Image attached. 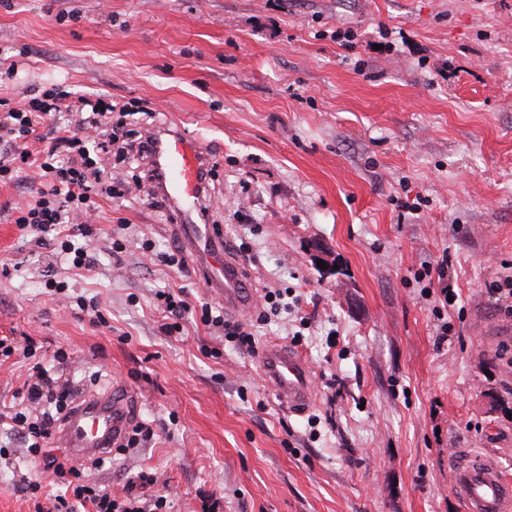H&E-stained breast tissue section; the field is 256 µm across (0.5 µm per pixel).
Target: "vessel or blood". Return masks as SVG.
Listing matches in <instances>:
<instances>
[{
	"mask_svg": "<svg viewBox=\"0 0 512 512\" xmlns=\"http://www.w3.org/2000/svg\"><path fill=\"white\" fill-rule=\"evenodd\" d=\"M149 162L163 175L164 194L176 206L177 236L211 295L223 303L225 313L252 312L258 296L244 262L225 247L224 235L216 226L199 221L204 206L202 174L211 164L209 156L195 142L172 131ZM258 368L289 413L299 415L310 409L311 374L301 354L279 343L268 344L258 354ZM139 410L136 393L119 385L109 394L83 397L56 431L55 441L75 460L105 458L122 443ZM450 467L452 490L463 512H512V480L504 477L493 458L459 457Z\"/></svg>",
	"mask_w": 512,
	"mask_h": 512,
	"instance_id": "obj_1",
	"label": "vessel or blood"
}]
</instances>
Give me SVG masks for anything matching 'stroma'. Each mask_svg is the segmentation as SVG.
<instances>
[{
    "label": "stroma",
    "mask_w": 512,
    "mask_h": 512,
    "mask_svg": "<svg viewBox=\"0 0 512 512\" xmlns=\"http://www.w3.org/2000/svg\"><path fill=\"white\" fill-rule=\"evenodd\" d=\"M339 28L356 39L333 40ZM1 58L18 65L14 101L62 81L140 98L156 111L143 135L175 128L211 154L209 223L249 246L255 289L293 298L252 330L296 345L311 371L313 404L292 415L222 333L160 331L157 290L212 296L159 263L175 230L139 198L104 202L99 267L81 278L12 224L31 183L0 186V262L13 266L0 337L45 343L43 365L80 392L135 391L155 431L94 479L117 492L157 473L172 512H199L203 491L219 512H462L449 449L512 477V318L488 290L512 265V0H10ZM443 258L448 305L420 275ZM49 265L66 295L46 289ZM79 295L98 298L105 324L75 314ZM11 447L0 512H34L18 472L58 487Z\"/></svg>",
    "instance_id": "obj_1"
}]
</instances>
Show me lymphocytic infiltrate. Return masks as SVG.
I'll use <instances>...</instances> for the list:
<instances>
[{
  "label": "lymphocytic infiltrate",
  "mask_w": 512,
  "mask_h": 512,
  "mask_svg": "<svg viewBox=\"0 0 512 512\" xmlns=\"http://www.w3.org/2000/svg\"><path fill=\"white\" fill-rule=\"evenodd\" d=\"M112 109L106 95L73 94L54 84L38 96L0 110V185H18L25 170L40 185L35 195L17 206L13 222L36 245L59 244L77 275L94 271L98 260L86 246L75 245V238L91 237L90 217L98 215L103 201L119 194L111 172L101 164L103 156L112 154L135 165L139 171L136 190L159 215L170 210L159 192L161 176L148 163L151 138L101 128L102 118ZM46 125L53 132L52 140L44 149L33 150ZM155 298L162 314L161 331L169 336L181 333L192 312L188 293L163 289ZM24 387L21 409L8 419L10 432L26 442L29 458L42 462L54 481L67 489L66 494L50 495L48 505H36L35 512H167V492L159 488L155 474L139 473L116 496L92 478H79L69 459L49 452L54 431L73 409L76 392L69 379L40 365Z\"/></svg>",
  "instance_id": "obj_1"
}]
</instances>
